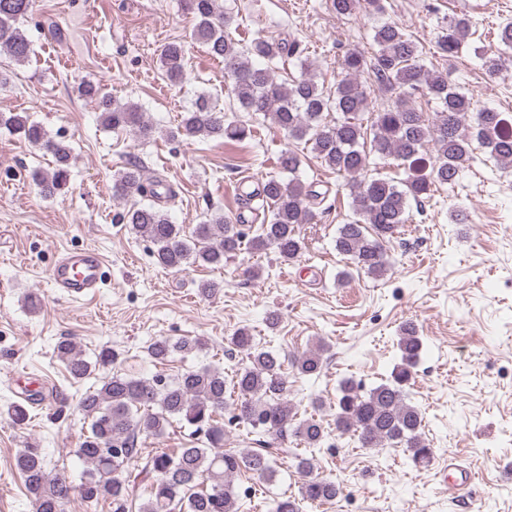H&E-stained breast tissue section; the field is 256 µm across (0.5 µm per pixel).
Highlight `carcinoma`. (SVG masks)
Returning a JSON list of instances; mask_svg holds the SVG:
<instances>
[{
  "label": "carcinoma",
  "instance_id": "obj_1",
  "mask_svg": "<svg viewBox=\"0 0 512 512\" xmlns=\"http://www.w3.org/2000/svg\"><path fill=\"white\" fill-rule=\"evenodd\" d=\"M340 16L361 10L382 11V0H331ZM34 0H0V57L27 61L32 41L24 21L32 15ZM184 9L194 15L192 40L206 47L207 53L224 62V73L231 81L232 100L251 119H269L288 138L311 145V153L321 165L350 177L347 183L354 218L342 225L336 236V251L348 257L359 269L382 276L388 269L385 244L400 234L408 223L411 202H419L440 187H453L464 164L474 159V151L483 150L490 159L512 168V125L502 113L484 108L472 111L471 98L435 74L423 63L422 50L405 29L395 22L375 28L371 56L352 48L341 62V78L334 88L320 86L312 63L301 61V75L290 81H278L271 64L288 56L302 54L299 44L286 38L259 37L249 43L230 36V16L219 10L218 0H183ZM473 23L466 14L456 15L442 27L437 45L445 57H455L473 35ZM160 63L165 78L178 84L185 79V46L170 43L162 51ZM512 64V20L504 19L498 32V44L483 57V67L491 75ZM372 73L386 88H400L403 96L393 105L369 111L362 77ZM83 96L99 100L101 122L107 128H128L139 139L153 138L156 128L145 120L138 105L122 103L101 95L100 87L86 81ZM421 95L435 104L433 117L427 118L415 108L413 97ZM370 117L365 119V112ZM0 127L20 135L52 154L54 168L35 179L42 192L51 197L64 191L70 180L71 149L62 139L49 137L45 128L29 117L0 113ZM253 126L215 111L210 96L201 94L185 113L177 134L243 141L252 137ZM432 147L435 162L431 173L420 176L411 165L415 157ZM397 161V168L408 171L398 179L381 173H368L370 154ZM280 168L296 172L300 157L287 147L280 154ZM160 180L149 178L145 170L128 168L115 177L113 191L123 198L134 190L150 202L122 215L154 246L156 263L179 269L186 264L224 266V260L241 250L243 233L237 225L220 215L211 216L186 234L172 223L155 202V186ZM325 193L316 183L298 178L283 181L271 175L247 195L250 216L239 223H254L264 211L262 232L253 237L255 250L274 249L283 261L296 260L303 251L297 233L300 224H310L317 216ZM231 344L247 351L249 365L232 379L237 401L226 400L224 372L203 366L182 373L175 380L160 375L133 378L118 373L102 378L101 386L86 392L78 402L88 424L76 452L86 464L78 485L63 474L48 471L45 456L38 448H25L15 458V466L25 479L35 512H64L71 497L91 504L106 502L112 512H129V478L139 461L138 477L144 482L145 498L137 512H236L239 495L235 477L250 471L263 480L275 477L271 452L251 448H224V423L231 419L253 433L272 439L288 436L305 450L315 453L326 439L320 422L300 419L288 401L287 380L281 374L279 356L260 347L248 329L240 328ZM199 339L159 337L147 346L149 355L164 363L174 354L188 355L202 350ZM401 352L390 378L361 392L360 386L347 382L336 400V431L357 434L360 446L376 448L386 443L405 449L416 467H426L434 450L422 437L423 417L407 401L405 387L410 385L414 369L423 353V342L413 325L401 330ZM57 356L76 382L96 370L116 364L119 353L102 346L95 361L84 358L74 342L64 339L56 345ZM325 345L297 355L292 365L301 376H314L323 366ZM190 435L202 439L188 448L160 449L143 455L140 437L161 436L171 421ZM301 477L300 497L282 496L273 500L269 512H303V503H328L339 495L335 482L313 475L311 459L296 456Z\"/></svg>",
  "mask_w": 512,
  "mask_h": 512
}]
</instances>
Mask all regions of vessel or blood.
<instances>
[{
  "instance_id": "vessel-or-blood-1",
  "label": "vessel or blood",
  "mask_w": 512,
  "mask_h": 512,
  "mask_svg": "<svg viewBox=\"0 0 512 512\" xmlns=\"http://www.w3.org/2000/svg\"><path fill=\"white\" fill-rule=\"evenodd\" d=\"M104 265L103 256L96 250H73L55 262L50 282L71 299L81 300L95 294L104 277Z\"/></svg>"
}]
</instances>
